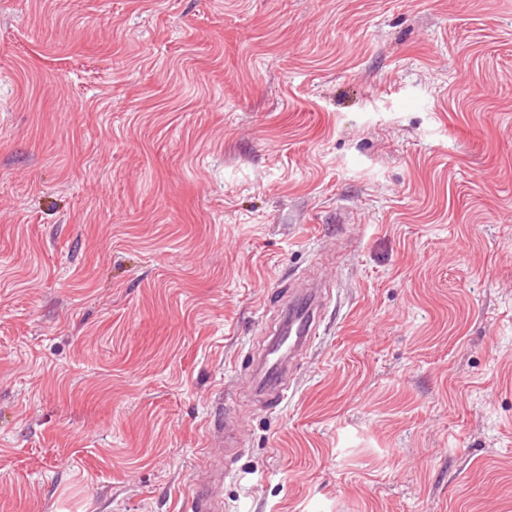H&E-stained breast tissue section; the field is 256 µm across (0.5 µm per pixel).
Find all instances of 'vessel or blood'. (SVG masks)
Listing matches in <instances>:
<instances>
[{
    "label": "vessel or blood",
    "instance_id": "1",
    "mask_svg": "<svg viewBox=\"0 0 512 512\" xmlns=\"http://www.w3.org/2000/svg\"><path fill=\"white\" fill-rule=\"evenodd\" d=\"M329 287L326 282L305 285L295 298H284L283 319L275 337L268 345L259 373L253 374V386L266 403L280 405L287 396V370L310 345L318 333ZM210 436L221 445L235 448L239 445L233 420L223 410H216L208 424ZM215 479L194 483L191 494L192 512H222L224 505L214 491Z\"/></svg>",
    "mask_w": 512,
    "mask_h": 512
}]
</instances>
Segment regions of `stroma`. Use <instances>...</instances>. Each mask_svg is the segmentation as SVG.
<instances>
[{
    "instance_id": "obj_1",
    "label": "stroma",
    "mask_w": 512,
    "mask_h": 512,
    "mask_svg": "<svg viewBox=\"0 0 512 512\" xmlns=\"http://www.w3.org/2000/svg\"><path fill=\"white\" fill-rule=\"evenodd\" d=\"M219 403L224 512H512V0H0V512H190ZM327 284L326 280L309 283L295 298L283 296L280 299L285 305L281 326L262 355L260 373L252 375L253 387L268 405L278 406L287 398L288 362L290 364L300 356L318 334L330 290ZM283 346L284 353L270 361L269 356ZM223 406V407H222ZM208 434L218 438L224 448H238L239 439L233 420L224 414V404H221L215 413L211 415L208 424Z\"/></svg>"
}]
</instances>
